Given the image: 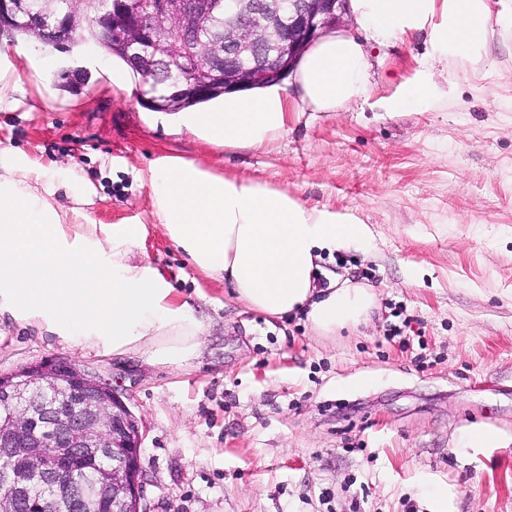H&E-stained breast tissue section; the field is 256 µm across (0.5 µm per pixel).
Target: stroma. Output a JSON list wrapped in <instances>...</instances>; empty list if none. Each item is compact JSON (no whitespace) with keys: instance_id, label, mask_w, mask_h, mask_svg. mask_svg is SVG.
Returning <instances> with one entry per match:
<instances>
[{"instance_id":"stroma-1","label":"stroma","mask_w":512,"mask_h":512,"mask_svg":"<svg viewBox=\"0 0 512 512\" xmlns=\"http://www.w3.org/2000/svg\"><path fill=\"white\" fill-rule=\"evenodd\" d=\"M0 53L52 57L51 94L32 70L24 106L0 105V151L75 168L95 185L96 223L142 222L139 255L207 327L189 368L88 353L0 318V372L55 357L107 380L143 421L151 512H423L418 485L456 486L459 512H512V51L492 42L482 92L428 112L369 104L301 119L273 146L229 151L176 135L112 89V58L91 41L70 50L0 37ZM424 48L396 42L371 56L380 92H395ZM177 154L257 179L369 224L346 270L373 285L380 310L354 334L325 340L296 318L270 320L194 269L151 214L136 179ZM420 337L384 336L391 306ZM479 425L506 447L460 453Z\"/></svg>"}]
</instances>
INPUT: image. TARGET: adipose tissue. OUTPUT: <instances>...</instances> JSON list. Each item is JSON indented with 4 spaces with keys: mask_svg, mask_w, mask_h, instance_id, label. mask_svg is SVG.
Segmentation results:
<instances>
[{
    "mask_svg": "<svg viewBox=\"0 0 512 512\" xmlns=\"http://www.w3.org/2000/svg\"><path fill=\"white\" fill-rule=\"evenodd\" d=\"M350 26L321 33L305 50L291 88L230 92L161 118L227 149L270 145L305 113L373 103L397 114L447 102L460 68L472 91L494 37L512 41V0H349ZM423 38V61L390 96L380 94L369 50ZM152 214L191 265L227 281L235 302L271 319L303 315L326 339L365 324L379 307L374 286L322 271L323 252L362 246L372 230L351 215L308 205L259 180L222 176L165 155L138 171ZM97 190L76 175L58 179L25 153L0 151V317L82 351L140 355L156 366L199 358L206 327L149 261L136 258L141 224H97Z\"/></svg>",
    "mask_w": 512,
    "mask_h": 512,
    "instance_id": "obj_1",
    "label": "adipose tissue"
}]
</instances>
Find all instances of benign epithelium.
<instances>
[{"label": "benign epithelium", "mask_w": 512, "mask_h": 512, "mask_svg": "<svg viewBox=\"0 0 512 512\" xmlns=\"http://www.w3.org/2000/svg\"><path fill=\"white\" fill-rule=\"evenodd\" d=\"M347 0H111L90 15L85 0L48 17L26 0H0V34L29 14L33 35L60 46L78 28L110 40L145 76L169 77L203 96L282 81L323 31L341 26ZM224 14V33L202 39ZM138 418L111 383L65 358L0 373V512H89L82 474L96 475L95 512H150Z\"/></svg>", "instance_id": "benign-epithelium-1"}]
</instances>
